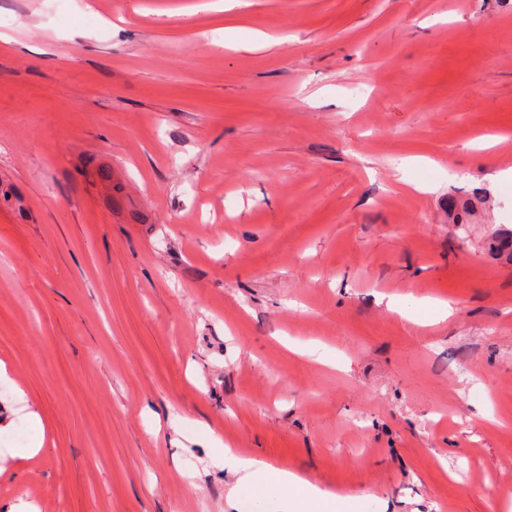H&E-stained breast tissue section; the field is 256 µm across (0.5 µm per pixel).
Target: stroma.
I'll return each mask as SVG.
<instances>
[{
	"label": "stroma",
	"instance_id": "35a3bbf8",
	"mask_svg": "<svg viewBox=\"0 0 512 512\" xmlns=\"http://www.w3.org/2000/svg\"><path fill=\"white\" fill-rule=\"evenodd\" d=\"M201 2L0 0V512H507L512 0ZM223 463L241 474L227 495L233 507L247 501L252 512H269L266 505L276 499L287 506L281 512H350L351 496L322 488L297 472L275 468L261 458L242 456L224 446Z\"/></svg>",
	"mask_w": 512,
	"mask_h": 512
}]
</instances>
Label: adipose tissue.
<instances>
[{"mask_svg":"<svg viewBox=\"0 0 512 512\" xmlns=\"http://www.w3.org/2000/svg\"><path fill=\"white\" fill-rule=\"evenodd\" d=\"M223 462L238 475L228 492L231 505L246 501L252 512H268V503L275 499L284 504V512H350V496L323 488L297 472L240 455L229 447Z\"/></svg>","mask_w":512,"mask_h":512,"instance_id":"adipose-tissue-1","label":"adipose tissue"}]
</instances>
